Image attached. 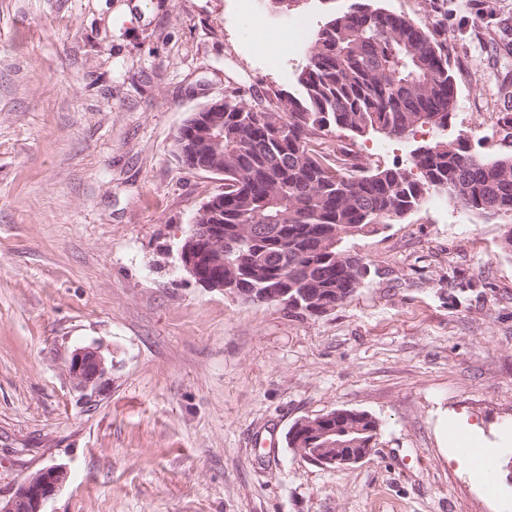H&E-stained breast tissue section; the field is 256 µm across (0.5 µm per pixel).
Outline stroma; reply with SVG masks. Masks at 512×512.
<instances>
[{
	"instance_id": "35a3bbf8",
	"label": "stroma",
	"mask_w": 512,
	"mask_h": 512,
	"mask_svg": "<svg viewBox=\"0 0 512 512\" xmlns=\"http://www.w3.org/2000/svg\"><path fill=\"white\" fill-rule=\"evenodd\" d=\"M352 0H0V497L46 465L45 512H504L512 506V249L505 224L441 195L347 239L370 275L318 316L195 282L178 251L217 176L175 139L231 89L295 91L305 52L285 22ZM437 27L455 76L449 138L512 154V0L473 25L464 0H371ZM409 139L333 130L362 166L404 167ZM107 375L83 398L71 353ZM336 409L378 423L344 468L288 446ZM496 449L495 495L448 453L455 418ZM106 373L105 360L99 348L81 347L71 353L68 374L77 390L96 393Z\"/></svg>"
}]
</instances>
